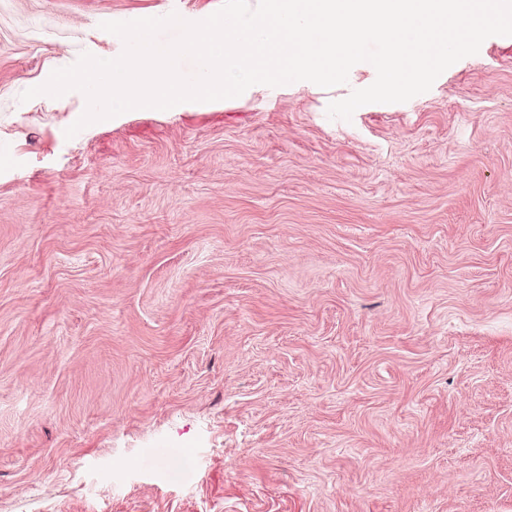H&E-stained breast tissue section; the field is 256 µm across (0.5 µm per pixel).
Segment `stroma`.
Segmentation results:
<instances>
[{
	"label": "stroma",
	"mask_w": 512,
	"mask_h": 512,
	"mask_svg": "<svg viewBox=\"0 0 512 512\" xmlns=\"http://www.w3.org/2000/svg\"><path fill=\"white\" fill-rule=\"evenodd\" d=\"M222 4L0 0V512H512V36L348 122L20 99Z\"/></svg>",
	"instance_id": "1"
}]
</instances>
